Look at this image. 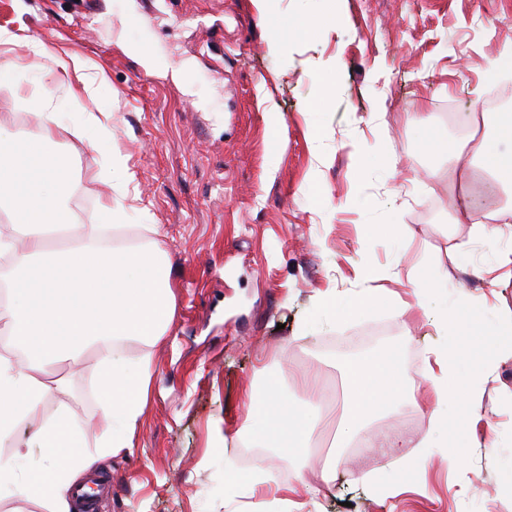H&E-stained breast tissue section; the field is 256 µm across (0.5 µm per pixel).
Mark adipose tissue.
<instances>
[{
  "mask_svg": "<svg viewBox=\"0 0 512 512\" xmlns=\"http://www.w3.org/2000/svg\"><path fill=\"white\" fill-rule=\"evenodd\" d=\"M33 57L51 62L54 86L65 97L92 94L103 71H90L79 55L61 58L39 39L28 40ZM51 95L33 99L32 120L39 134L26 140L23 150H10L0 159V209H6L15 231L26 239L24 251H15L9 237L0 236V256L9 257L14 277L8 298L0 304V323L16 345L27 352L25 360L0 353V499L20 498L38 503L43 512H70L69 497L80 478L89 472L96 456L131 448L148 405L149 357L128 363L116 343L137 338L158 342L173 316L175 299L169 284L165 257L156 242L124 248L103 245L98 225L65 220L66 187L60 169L43 150L59 123ZM485 169L512 188V113H499L494 134L484 135L476 151ZM82 238L77 248L54 249L51 233ZM89 347L100 356L98 396L103 423L100 451L91 454L66 410L41 418L45 401L62 389L53 376L55 367L77 358ZM438 374L430 378L436 407L454 400L476 408L483 396V380L472 375L458 389L448 383L458 375L456 359L438 357ZM343 428L337 442L346 448L375 415L406 394L393 357L375 354L343 360ZM270 376L262 391L250 397V436L280 457L305 460L314 442V419L299 404L278 390ZM37 420V428L24 441L16 430ZM10 453H3V446ZM41 462H27L32 450Z\"/></svg>",
  "mask_w": 512,
  "mask_h": 512,
  "instance_id": "ef3b65f1",
  "label": "adipose tissue"
}]
</instances>
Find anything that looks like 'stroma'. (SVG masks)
<instances>
[{
	"instance_id": "stroma-1",
	"label": "stroma",
	"mask_w": 512,
	"mask_h": 512,
	"mask_svg": "<svg viewBox=\"0 0 512 512\" xmlns=\"http://www.w3.org/2000/svg\"><path fill=\"white\" fill-rule=\"evenodd\" d=\"M307 18L317 21L311 34L293 35ZM0 27L21 38L0 46V63L19 70L16 86H0V143L37 134L20 117L52 86L51 74L32 68L25 39L104 69L93 97L57 98L61 124L48 150L67 163L78 223H105L100 203L113 196L127 208L121 236L156 225L175 293L160 342L120 350L132 363L150 356L149 404L132 449L99 462L112 486L99 512H512V353L488 365L480 347L512 325V280L493 287L487 276L512 246V223L495 217L512 208V192L489 173L449 171L447 157L424 152L420 123L434 113L444 136L464 141L447 110L483 111V73L512 42V0H272L263 18L252 0H0ZM100 104L112 109L102 126L90 117ZM315 133L327 157L317 201L302 188ZM114 156L133 173L137 197H123L109 173ZM430 169L433 179L414 182ZM465 191L477 202L473 219L460 221L452 203ZM476 219L496 236L475 235ZM466 239L463 265L455 246ZM365 267L372 281H362ZM420 279L448 286L427 311L399 316ZM364 287L374 300L353 319L319 308L325 291L348 300ZM475 298L486 303L479 329L444 335L435 323L443 307ZM450 345L459 381L482 375L483 397L475 410L449 404L442 445L425 454L417 444L431 427L429 377ZM393 348L418 356L416 366L398 363L419 389L415 428L401 431L406 408H393L372 423L365 456L346 448L334 480L306 488L334 454L337 360ZM98 372L91 349L76 369L59 366L66 386L42 410L67 407L91 449ZM265 372L280 374L296 402L309 398L302 379L330 385L316 433L328 446L306 468L272 448L242 464L246 395ZM390 434L412 448H382ZM453 446L469 449L464 471L448 469ZM230 468L262 480L227 489Z\"/></svg>"
}]
</instances>
